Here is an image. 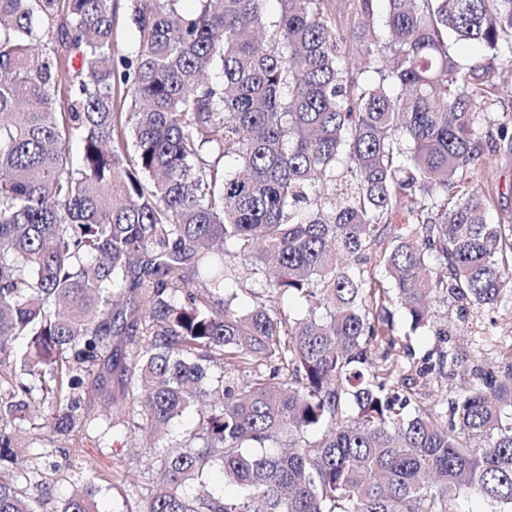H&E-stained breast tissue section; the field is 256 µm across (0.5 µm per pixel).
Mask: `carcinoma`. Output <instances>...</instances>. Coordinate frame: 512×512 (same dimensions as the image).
<instances>
[{"mask_svg": "<svg viewBox=\"0 0 512 512\" xmlns=\"http://www.w3.org/2000/svg\"><path fill=\"white\" fill-rule=\"evenodd\" d=\"M181 2L130 0L120 55L112 0H0V512L51 501L18 489L16 421L65 440L86 376L120 407L116 372L156 429L210 405L196 444L144 448L164 483L127 512H512V344L466 366L429 306L512 308V224L465 179L512 0H355L377 81L324 0ZM244 265L266 279L248 312ZM397 307L440 345L413 359ZM445 377L447 407L420 406ZM100 480L54 512H107ZM114 4V30L115 44L121 54L130 53L137 40V30L130 16L129 2L127 0H112Z\"/></svg>", "mask_w": 512, "mask_h": 512, "instance_id": "carcinoma-1", "label": "carcinoma"}]
</instances>
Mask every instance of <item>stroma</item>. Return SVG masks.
Instances as JSON below:
<instances>
[{
    "instance_id": "35a3bbf8",
    "label": "stroma",
    "mask_w": 512,
    "mask_h": 512,
    "mask_svg": "<svg viewBox=\"0 0 512 512\" xmlns=\"http://www.w3.org/2000/svg\"><path fill=\"white\" fill-rule=\"evenodd\" d=\"M494 79L505 85L506 90L485 106L489 120L480 127L484 142L482 162L468 177L493 198L492 221L512 224V143L496 138L499 124H512V61L498 58L494 63ZM451 334L453 343L464 348L478 336H492L510 344L512 311L475 313L467 323L452 327ZM141 423V411L135 405L130 408L128 427L112 428L100 400L83 404L73 431V443L57 440L47 433L33 446L23 449L22 457L32 482L50 483L60 495L70 492L86 479L84 473L71 465L73 458L78 457L98 471H116L123 476V490L104 491L102 500L108 512H124V495L149 494L160 477V460H147L136 448L137 440L146 437L140 429Z\"/></svg>"
}]
</instances>
